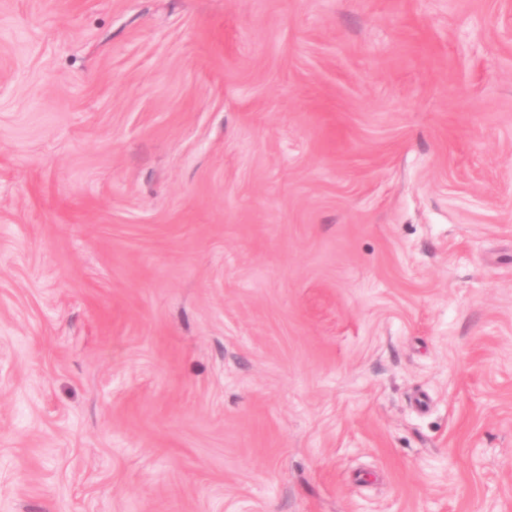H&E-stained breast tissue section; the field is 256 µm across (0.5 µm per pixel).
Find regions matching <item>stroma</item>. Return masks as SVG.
<instances>
[{"label":"stroma","mask_w":512,"mask_h":512,"mask_svg":"<svg viewBox=\"0 0 512 512\" xmlns=\"http://www.w3.org/2000/svg\"><path fill=\"white\" fill-rule=\"evenodd\" d=\"M0 512H512V0H0Z\"/></svg>","instance_id":"stroma-1"}]
</instances>
